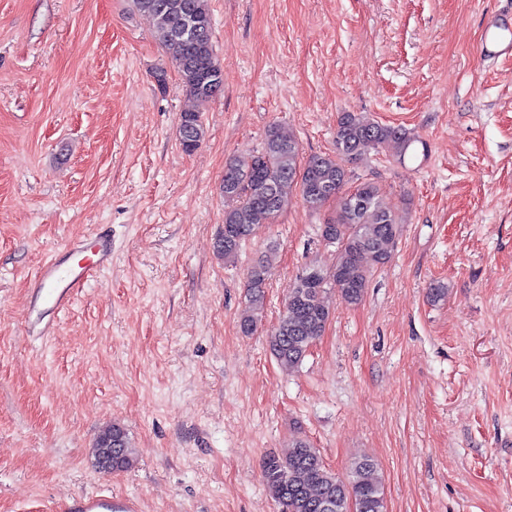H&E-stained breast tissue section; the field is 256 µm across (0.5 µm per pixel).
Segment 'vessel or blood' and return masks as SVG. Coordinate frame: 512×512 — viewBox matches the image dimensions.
I'll use <instances>...</instances> for the list:
<instances>
[{"instance_id": "obj_1", "label": "vessel or blood", "mask_w": 512, "mask_h": 512, "mask_svg": "<svg viewBox=\"0 0 512 512\" xmlns=\"http://www.w3.org/2000/svg\"><path fill=\"white\" fill-rule=\"evenodd\" d=\"M512 45V27L499 23L485 29L478 46L482 59ZM112 265V244L97 237L69 246L46 258L34 275L33 294L26 319L27 330L35 336L51 335L54 323L49 313L66 311L94 275ZM111 494L99 492L78 496L67 504L66 512H115Z\"/></svg>"}]
</instances>
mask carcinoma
Wrapping results in <instances>:
<instances>
[{"instance_id":"1","label":"carcinoma","mask_w":512,"mask_h":512,"mask_svg":"<svg viewBox=\"0 0 512 512\" xmlns=\"http://www.w3.org/2000/svg\"><path fill=\"white\" fill-rule=\"evenodd\" d=\"M149 17L157 39L176 63L186 92L210 100L224 90V75L212 45V17L208 0H134ZM193 16L199 33L191 42L178 36L182 21ZM180 143L198 147L205 136L199 112L181 114ZM416 141L402 127L382 125L355 112L342 113L336 129V156H315L299 163L297 143L279 129L267 130L262 149L245 165L228 162L220 185L224 194V232L214 250L224 260L235 258L243 243L274 223L287 209L293 194L317 211L336 204L331 221L336 263L318 267L320 276L310 285L296 277L284 311L267 336L276 361L292 370L302 363L313 344L324 334L330 319L325 294L332 290L349 305L360 303L374 271L391 259L387 245L402 234V225L380 200L371 181H360L350 191L342 161H354L368 146H390L404 157ZM273 248L257 257L247 271V296L238 326L249 336L260 324L265 307V288L271 275ZM97 464L112 457V469L134 465L133 449L125 429L112 425L97 436L93 448ZM262 479L269 496L285 512H386L384 485L375 461L368 456L354 460L340 477L330 471L318 449L297 438L288 455H267L262 461Z\"/></svg>"}]
</instances>
